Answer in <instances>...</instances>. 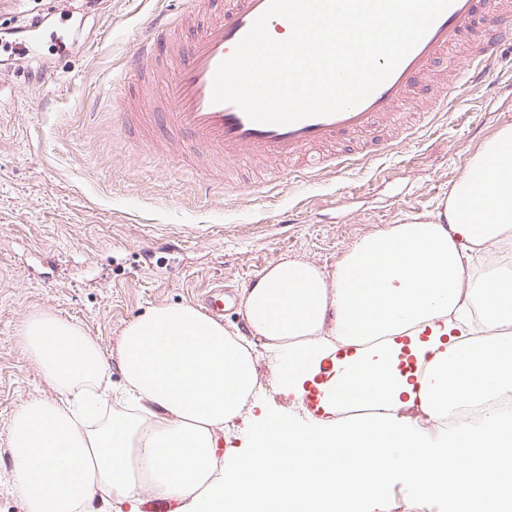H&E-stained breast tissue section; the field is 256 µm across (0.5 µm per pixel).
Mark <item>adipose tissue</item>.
Here are the masks:
<instances>
[{"instance_id": "ef3b65f1", "label": "adipose tissue", "mask_w": 512, "mask_h": 512, "mask_svg": "<svg viewBox=\"0 0 512 512\" xmlns=\"http://www.w3.org/2000/svg\"><path fill=\"white\" fill-rule=\"evenodd\" d=\"M511 257L506 124L433 215L363 237L333 274L301 259L261 273L247 332L161 303L112 361L34 314L17 342L54 395L11 417L10 486L24 512H139L147 495L173 512H380L398 485L437 512H512ZM262 362L293 403L318 385L323 414L282 417ZM463 398L487 401L482 418L445 425Z\"/></svg>"}]
</instances>
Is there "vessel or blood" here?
Returning a JSON list of instances; mask_svg holds the SVG:
<instances>
[{"label": "vessel or blood", "mask_w": 512, "mask_h": 512, "mask_svg": "<svg viewBox=\"0 0 512 512\" xmlns=\"http://www.w3.org/2000/svg\"><path fill=\"white\" fill-rule=\"evenodd\" d=\"M269 0H224L222 9L200 19L201 0L162 14L153 33L141 36L121 66L125 77L113 88L121 125L135 127L143 153L154 159H182L202 173L210 188L226 189V174L240 164L261 169L272 181L289 168L315 175L337 168L339 143L361 139L383 154L393 146L391 126L409 132L408 115L445 111L460 84L486 81L504 45H512V0H454L392 74L363 102L345 111L289 125L251 121L237 106L211 101L218 65L231 56ZM47 24L27 22L22 50L42 55ZM461 49L464 69L452 76L435 72L439 57ZM430 89L428 103L420 92Z\"/></svg>", "instance_id": "vessel-or-blood-1"}]
</instances>
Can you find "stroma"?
Masks as SVG:
<instances>
[{"instance_id":"1","label":"stroma","mask_w":512,"mask_h":512,"mask_svg":"<svg viewBox=\"0 0 512 512\" xmlns=\"http://www.w3.org/2000/svg\"><path fill=\"white\" fill-rule=\"evenodd\" d=\"M186 0H0V30L37 15L69 33L43 62L11 58L0 88V512L11 491L8 427L32 396L53 397L16 336L34 313L72 320L115 353L123 327L160 303L199 304L224 287L223 322L243 326L240 294L265 268L299 258L325 273L356 241L435 212L471 155L512 123V49L490 78L448 99L383 156L347 144L339 169L258 189L208 191L200 174L136 151L101 104L150 18Z\"/></svg>"}]
</instances>
